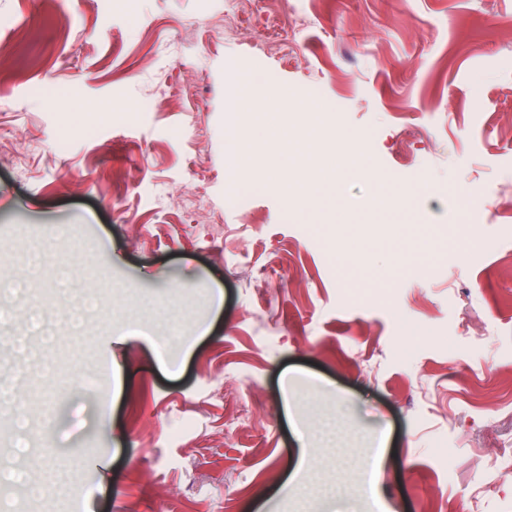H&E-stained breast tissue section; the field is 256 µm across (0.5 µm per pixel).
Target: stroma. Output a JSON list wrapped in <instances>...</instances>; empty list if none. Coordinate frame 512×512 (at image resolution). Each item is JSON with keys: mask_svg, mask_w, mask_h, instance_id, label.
<instances>
[{"mask_svg": "<svg viewBox=\"0 0 512 512\" xmlns=\"http://www.w3.org/2000/svg\"><path fill=\"white\" fill-rule=\"evenodd\" d=\"M253 72L270 78L237 96ZM276 96L298 140H251L241 206L228 137ZM314 101L328 143L363 144L325 191ZM88 103L112 112L65 124ZM66 266L121 296L72 326ZM0 307L25 417L0 419V512H368L383 432L390 512H505L512 0H0ZM48 366L100 389L57 397ZM72 456L91 467L64 498L4 497ZM304 457L305 503L282 492Z\"/></svg>", "mask_w": 512, "mask_h": 512, "instance_id": "stroma-1", "label": "stroma"}]
</instances>
